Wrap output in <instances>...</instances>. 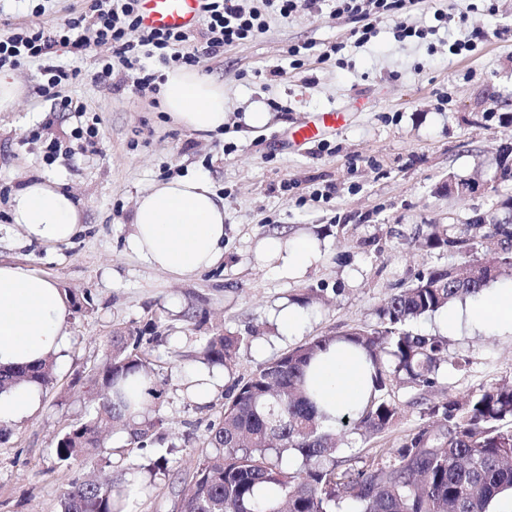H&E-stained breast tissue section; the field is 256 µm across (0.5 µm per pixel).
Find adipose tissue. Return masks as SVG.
Masks as SVG:
<instances>
[{"label":"adipose tissue","instance_id":"ef3b65f1","mask_svg":"<svg viewBox=\"0 0 512 512\" xmlns=\"http://www.w3.org/2000/svg\"><path fill=\"white\" fill-rule=\"evenodd\" d=\"M161 109L195 132L224 129V87L191 68L166 70ZM10 216L26 239L43 244L70 242L80 231L82 212L71 193L51 179L33 180L16 191ZM224 202L206 179L185 177L159 183L141 194L133 211L129 251L176 279L211 269L224 257ZM308 239L268 236L256 260L273 264L280 276H298L320 262ZM70 298L43 274L23 265L0 263V367L55 358L69 342ZM465 322L512 330V285L476 301L467 312L447 316L448 327ZM307 384L320 412L336 417L362 406L370 370L363 352L331 345L310 365ZM37 386L19 384L0 394V423L32 416L39 408Z\"/></svg>","mask_w":512,"mask_h":512}]
</instances>
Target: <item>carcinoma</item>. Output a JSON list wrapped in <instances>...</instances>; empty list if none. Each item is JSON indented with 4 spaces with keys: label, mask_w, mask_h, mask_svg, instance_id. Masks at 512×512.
I'll list each match as a JSON object with an SVG mask.
<instances>
[{
    "label": "carcinoma",
    "mask_w": 512,
    "mask_h": 512,
    "mask_svg": "<svg viewBox=\"0 0 512 512\" xmlns=\"http://www.w3.org/2000/svg\"><path fill=\"white\" fill-rule=\"evenodd\" d=\"M496 161L501 183L512 182V155L500 150ZM511 208L512 194L500 195L484 224L476 218L459 231L430 226L423 245L457 254L461 263L419 275L378 310L376 326L317 336L235 380L224 413L208 428L212 451L202 455L179 490L178 512H335L344 497L358 512H494L496 503L512 494V384L491 383L464 400L451 394L427 400L448 361V341L414 334L408 325L456 301L478 298L512 272V221L496 215ZM341 340L366 354L372 383L365 404L336 422L364 437L385 432L399 417L392 399L398 385L419 391L425 405L423 422L395 449L360 467H346L337 456L335 433L306 387L311 361ZM151 342L142 330L113 332L106 362L87 377L97 394L94 414L66 426L53 448L58 462L112 466L103 432L114 422L126 427L128 445L136 449L155 442L160 416L146 407L131 414L122 396L127 382L151 379ZM243 343L242 336L218 331L205 339L200 358L231 370ZM53 380L51 359L0 369V393L22 382L47 386ZM291 454L301 457L294 469L283 465ZM261 486L273 487L275 494L257 496ZM126 496L120 479L82 478L62 494L61 512H123Z\"/></svg>",
    "instance_id": "carcinoma-1"
}]
</instances>
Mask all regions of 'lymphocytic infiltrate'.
<instances>
[{"instance_id":"1","label":"lymphocytic infiltrate","mask_w":512,"mask_h":512,"mask_svg":"<svg viewBox=\"0 0 512 512\" xmlns=\"http://www.w3.org/2000/svg\"><path fill=\"white\" fill-rule=\"evenodd\" d=\"M316 0H207L206 27L200 45L185 51L189 33L148 30L140 27L136 0H89L85 12L69 17L55 27L25 25L0 37V69L39 65L38 96L57 97L62 84L77 79L76 71L57 65V49L85 51L108 47L110 53L99 61L96 77L107 81L113 75L131 76L133 86L141 92L159 94L163 75L141 62L142 56L156 58L168 66L193 67L202 57L211 56L227 46L256 39L263 34L272 17H288L315 5ZM408 0H336V14L357 18L358 28L352 35L356 43H367L380 16L406 8Z\"/></svg>"}]
</instances>
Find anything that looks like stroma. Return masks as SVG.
<instances>
[{"label": "stroma", "mask_w": 512, "mask_h": 512, "mask_svg": "<svg viewBox=\"0 0 512 512\" xmlns=\"http://www.w3.org/2000/svg\"><path fill=\"white\" fill-rule=\"evenodd\" d=\"M85 0H0V35L30 24L55 26L84 10ZM333 0L312 10L271 19L255 40L202 58L199 72L224 86V131L187 130L135 91L95 80L102 49H60L57 64L79 70L59 96L34 94L38 66L15 69L23 98L0 112V262L30 266L80 302L67 323L70 344L55 361L54 381L41 388V407L11 424L0 441V512H60L63 491L86 471L57 461L55 436L88 418L94 393L86 376L105 357L115 330L154 335L150 362L162 385L164 423L157 447L169 449L165 474L152 477L132 512H175L177 492L206 450L208 424L224 411L227 386L314 337L372 325L377 311L430 267L452 258L418 244L430 224H462L495 199L490 188L499 145L512 140V0H418L401 18L383 16L360 46L351 33L358 22L335 16ZM416 29L398 39L396 24ZM483 36L473 49L452 52L472 30ZM340 55L323 58L328 43ZM308 45L299 67L288 48ZM83 101L96 113L102 135L96 150L78 146L73 134L83 119L62 109V98ZM278 110H271V103ZM335 107L348 108L342 128L295 148L288 132ZM265 112L261 128L247 124ZM67 150L46 158L49 142ZM179 176L206 178L224 201V260L196 277L177 280L134 256L126 240L134 203L152 185ZM455 176L475 182L476 192L451 196L439 186ZM59 181L83 214L82 230L68 243L27 241L12 224L9 202L26 182ZM283 233L314 240L321 261L297 279L258 265L254 249ZM301 308L305 324L286 335L276 314ZM411 329L448 341L430 393L467 397L481 386L512 382V333L488 328L447 330L442 314L425 316ZM229 331L247 337L233 373L211 366L224 386L199 402L186 379L202 363L205 336ZM464 367L455 368L454 359ZM414 391L398 386L392 397L399 418L386 432L366 438L345 434L339 455L368 458L397 445L422 421Z\"/></svg>", "instance_id": "35a3bbf8"}]
</instances>
